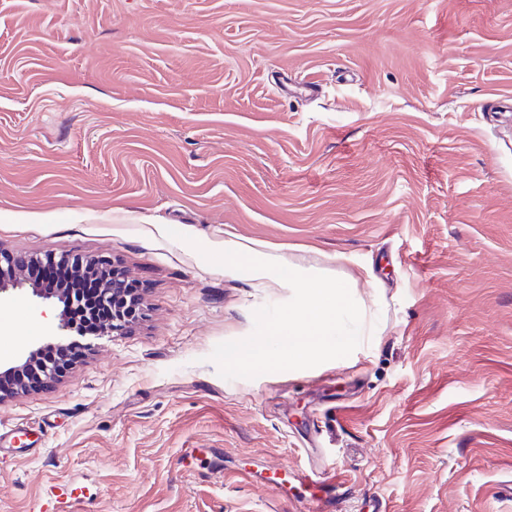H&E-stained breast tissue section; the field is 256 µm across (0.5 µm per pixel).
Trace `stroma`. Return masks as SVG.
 Listing matches in <instances>:
<instances>
[{
  "instance_id": "stroma-1",
  "label": "stroma",
  "mask_w": 512,
  "mask_h": 512,
  "mask_svg": "<svg viewBox=\"0 0 512 512\" xmlns=\"http://www.w3.org/2000/svg\"><path fill=\"white\" fill-rule=\"evenodd\" d=\"M192 238L372 275L383 331L223 379L288 288ZM0 249L108 256L146 308L0 398V512H512V0H0ZM89 498L84 488L68 482H55L49 486L45 494L39 497L33 506L34 512H65L63 504L71 500Z\"/></svg>"
}]
</instances>
